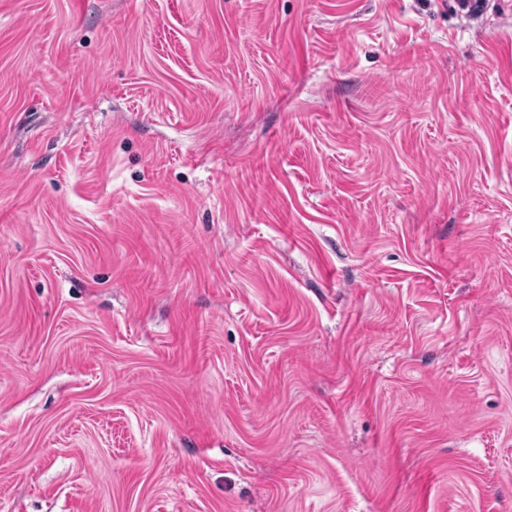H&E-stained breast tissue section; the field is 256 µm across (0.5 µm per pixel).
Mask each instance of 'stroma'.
Here are the masks:
<instances>
[{
	"instance_id": "obj_1",
	"label": "stroma",
	"mask_w": 512,
	"mask_h": 512,
	"mask_svg": "<svg viewBox=\"0 0 512 512\" xmlns=\"http://www.w3.org/2000/svg\"><path fill=\"white\" fill-rule=\"evenodd\" d=\"M0 512H512V0H0Z\"/></svg>"
}]
</instances>
